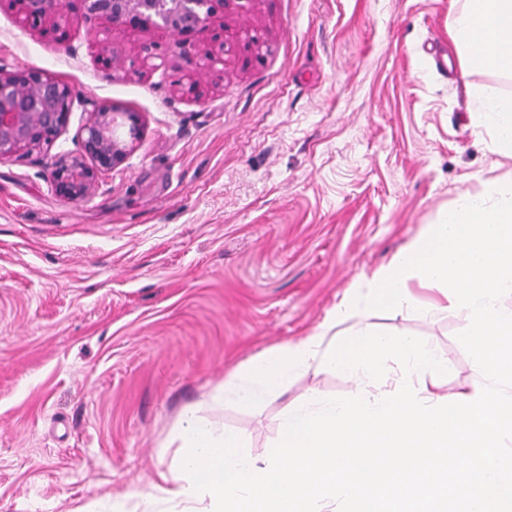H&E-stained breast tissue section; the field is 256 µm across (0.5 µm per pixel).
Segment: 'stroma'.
Here are the masks:
<instances>
[{"label":"stroma","mask_w":512,"mask_h":512,"mask_svg":"<svg viewBox=\"0 0 512 512\" xmlns=\"http://www.w3.org/2000/svg\"><path fill=\"white\" fill-rule=\"evenodd\" d=\"M452 0H222L224 78L209 37L112 29L124 67L98 60L80 0L62 32L0 0V65L40 68L80 95L52 146L0 161V512H143L186 413L240 431L262 458L287 403L348 398L324 370L243 411L211 395L234 369L311 335L361 273L386 262L462 190L512 175L462 75ZM160 45L158 68L136 47ZM198 83L196 93L186 83ZM143 131L85 199L48 165L78 147L90 104ZM383 333L430 345L456 390L474 377L457 316L368 305Z\"/></svg>","instance_id":"35a3bbf8"}]
</instances>
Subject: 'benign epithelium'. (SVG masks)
Segmentation results:
<instances>
[{
	"mask_svg": "<svg viewBox=\"0 0 512 512\" xmlns=\"http://www.w3.org/2000/svg\"><path fill=\"white\" fill-rule=\"evenodd\" d=\"M22 22L40 28L60 13L61 0H17ZM85 18L102 33L108 24L132 30L158 28L179 37L182 48L197 36L224 46V25L216 23L218 0H82ZM102 62L123 63L121 45L104 47ZM79 94L70 85L36 68L7 70L0 67V160L32 153L52 145L66 129ZM142 134L139 113L115 106L95 105L80 129L77 151L54 155L50 177L58 194L72 201L84 199L100 177L121 164Z\"/></svg>",
	"mask_w": 512,
	"mask_h": 512,
	"instance_id": "7a95c632",
	"label": "benign epithelium"
}]
</instances>
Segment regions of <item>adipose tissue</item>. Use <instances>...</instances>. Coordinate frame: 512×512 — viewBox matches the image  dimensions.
<instances>
[{
	"label": "adipose tissue",
	"instance_id": "ef3b65f1",
	"mask_svg": "<svg viewBox=\"0 0 512 512\" xmlns=\"http://www.w3.org/2000/svg\"><path fill=\"white\" fill-rule=\"evenodd\" d=\"M450 35L464 70L512 77V0H456ZM491 149L512 158V93L493 83L476 93ZM512 180L458 192L453 205L371 274L357 278L318 328L241 366L229 390L251 409L287 389L294 375L331 367L357 380L385 371L395 354L405 374L392 389L351 399L288 405L276 450L246 453L237 432L191 414L169 441L174 464L159 471L146 504L166 512H512ZM453 314L465 322L476 376L456 391L440 380L447 362L412 339L387 337L356 318L360 304ZM354 322L351 344L325 347Z\"/></svg>",
	"mask_w": 512,
	"mask_h": 512
}]
</instances>
